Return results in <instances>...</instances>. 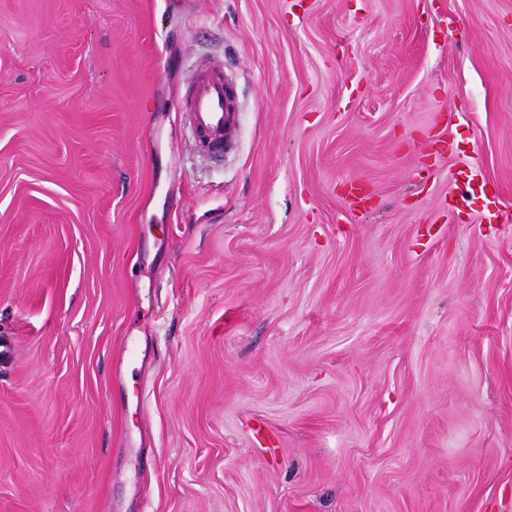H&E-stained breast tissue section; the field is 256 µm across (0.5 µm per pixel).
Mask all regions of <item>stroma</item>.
<instances>
[{"label":"stroma","mask_w":512,"mask_h":512,"mask_svg":"<svg viewBox=\"0 0 512 512\" xmlns=\"http://www.w3.org/2000/svg\"><path fill=\"white\" fill-rule=\"evenodd\" d=\"M473 165L512 212V0H0V512H512ZM237 101L224 67L203 63L194 71L187 91V118L205 156L219 158L234 143Z\"/></svg>","instance_id":"stroma-1"}]
</instances>
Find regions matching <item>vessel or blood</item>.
I'll return each instance as SVG.
<instances>
[{
    "mask_svg": "<svg viewBox=\"0 0 512 512\" xmlns=\"http://www.w3.org/2000/svg\"><path fill=\"white\" fill-rule=\"evenodd\" d=\"M237 101L233 85L217 63L194 71L187 91V118L202 154L219 158L234 143Z\"/></svg>",
    "mask_w": 512,
    "mask_h": 512,
    "instance_id": "b4317fda",
    "label": "vessel or blood"
}]
</instances>
